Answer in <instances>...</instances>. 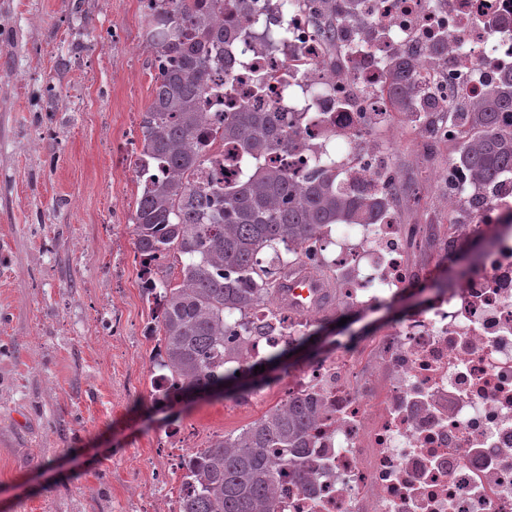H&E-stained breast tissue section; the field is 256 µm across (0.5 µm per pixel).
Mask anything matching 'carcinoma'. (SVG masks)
<instances>
[{"mask_svg": "<svg viewBox=\"0 0 512 512\" xmlns=\"http://www.w3.org/2000/svg\"><path fill=\"white\" fill-rule=\"evenodd\" d=\"M319 33L333 52L337 25L350 17L341 4L357 0H313ZM143 36L154 55L152 100L141 113L140 164L135 169L141 194L132 233L144 289L161 307L151 332L152 363L170 382L161 399L220 394L244 377L256 380L255 367L280 363L289 349L315 338L323 321L269 349L256 364L252 343L266 335L286 305L279 299L294 260L281 246L299 247L328 224H372L399 193L413 198V183L394 180L389 192L366 202L341 186L336 162L297 177L277 160L295 148L298 133L285 112L258 111L243 101L225 103L216 73H225L224 47L256 37L243 26L252 11L247 0H148ZM386 92L396 112L413 121L446 112L424 111L426 91L416 86L403 56L386 63ZM512 111V71L490 90L482 110L459 108L470 131L458 148L459 164L484 182L512 172V133L497 129L498 113ZM244 162L241 174L224 178V155ZM167 258L179 264V277L165 278L152 265ZM263 308L258 321L231 322ZM317 409L310 399L282 402L239 431L190 451L181 461L180 512H276L280 476L308 448Z\"/></svg>", "mask_w": 512, "mask_h": 512, "instance_id": "obj_1", "label": "carcinoma"}]
</instances>
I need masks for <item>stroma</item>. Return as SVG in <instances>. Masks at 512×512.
<instances>
[{"mask_svg":"<svg viewBox=\"0 0 512 512\" xmlns=\"http://www.w3.org/2000/svg\"><path fill=\"white\" fill-rule=\"evenodd\" d=\"M144 0H0V512H156L181 485L158 460L177 430L204 447L280 401L299 348L248 402L214 397L167 422L152 407L154 343L132 235L126 160L155 70ZM395 170L425 166L399 126ZM437 286L330 319L323 349L421 308ZM81 455H72V448Z\"/></svg>","mask_w":512,"mask_h":512,"instance_id":"obj_1","label":"stroma"}]
</instances>
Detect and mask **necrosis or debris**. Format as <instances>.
I'll return each instance as SVG.
<instances>
[{"label": "necrosis or debris", "instance_id": "obj_1", "mask_svg": "<svg viewBox=\"0 0 512 512\" xmlns=\"http://www.w3.org/2000/svg\"><path fill=\"white\" fill-rule=\"evenodd\" d=\"M366 25L338 39L366 44L347 76L322 69L312 0H258L264 38L226 48L237 95L287 113L301 146L286 153L293 174L331 154L358 195L377 196L391 167L383 141L392 123L380 63L407 51L417 84L442 111L482 95L483 82L512 69V0H360ZM499 19L488 36L475 15ZM287 38H277L281 23ZM464 126L436 121L415 133L419 151L455 149ZM443 181L465 186L460 224L430 214L402 224L385 210L375 224H334L304 246L300 268L324 273L337 310L395 297L467 240L483 244L455 287L413 315L354 345L337 346L289 373L283 399L309 397L319 413L306 455L279 483L278 512H512V173L482 185L449 166ZM315 311L289 309L251 360L304 332Z\"/></svg>", "mask_w": 512, "mask_h": 512}]
</instances>
